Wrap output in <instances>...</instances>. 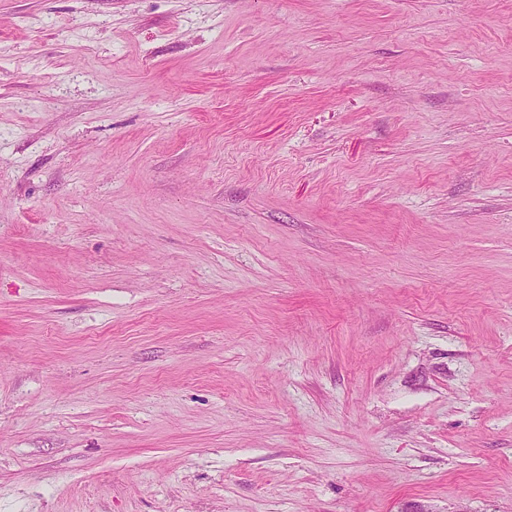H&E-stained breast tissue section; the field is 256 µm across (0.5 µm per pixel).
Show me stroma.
Returning a JSON list of instances; mask_svg holds the SVG:
<instances>
[{
  "label": "stroma",
  "instance_id": "1",
  "mask_svg": "<svg viewBox=\"0 0 512 512\" xmlns=\"http://www.w3.org/2000/svg\"><path fill=\"white\" fill-rule=\"evenodd\" d=\"M0 512H512V0H0Z\"/></svg>",
  "mask_w": 512,
  "mask_h": 512
}]
</instances>
